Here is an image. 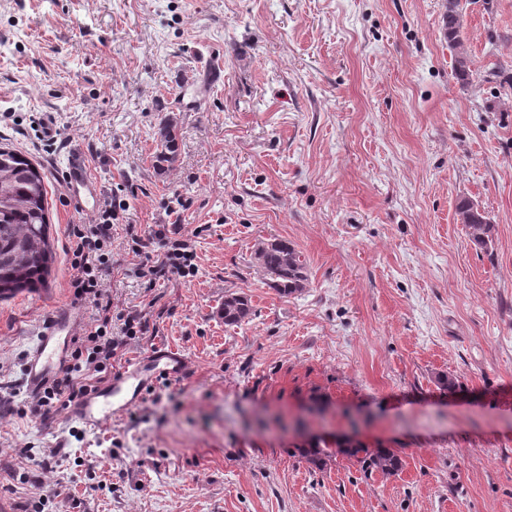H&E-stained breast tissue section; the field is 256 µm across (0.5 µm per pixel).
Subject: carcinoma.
I'll return each mask as SVG.
<instances>
[{
  "label": "carcinoma",
  "instance_id": "carcinoma-1",
  "mask_svg": "<svg viewBox=\"0 0 512 512\" xmlns=\"http://www.w3.org/2000/svg\"><path fill=\"white\" fill-rule=\"evenodd\" d=\"M462 0H448L443 27L448 46L456 52L455 74L468 82L473 70L462 36ZM176 136L171 126L162 128V162H173ZM46 186L40 171L25 156L15 151L0 150V298L41 285L52 259L47 235ZM458 220L469 230L475 247L487 252L492 249V226L484 213L468 200L457 207ZM255 257L267 275L268 287L283 297L298 293L306 287L308 276L302 253L296 246L278 238L260 242ZM250 299L243 293L224 296L221 315L226 325H238L252 315ZM301 455L317 468L329 458L342 454L353 457L363 472L384 476L397 473L403 467L399 454L392 448H365L336 445L335 450L313 444L300 449Z\"/></svg>",
  "mask_w": 512,
  "mask_h": 512
}]
</instances>
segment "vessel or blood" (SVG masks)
Listing matches in <instances>:
<instances>
[{"label":"vessel or blood","instance_id":"obj_1","mask_svg":"<svg viewBox=\"0 0 512 512\" xmlns=\"http://www.w3.org/2000/svg\"><path fill=\"white\" fill-rule=\"evenodd\" d=\"M67 189L84 207L95 206L98 185L87 174L85 153L71 149L67 160ZM74 319L68 307H60L49 326L42 331L36 346L26 360L25 385L28 393L41 392L64 368L73 341ZM188 368L186 359L177 351L162 346L128 365L105 386L90 392L72 405L71 419L96 431L112 417L137 403L150 383L159 376L179 377Z\"/></svg>","mask_w":512,"mask_h":512}]
</instances>
